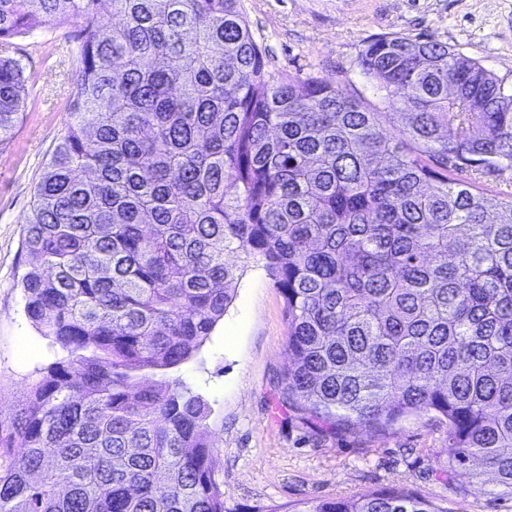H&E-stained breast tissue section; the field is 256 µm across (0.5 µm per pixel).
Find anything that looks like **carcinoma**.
Returning a JSON list of instances; mask_svg holds the SVG:
<instances>
[{
  "mask_svg": "<svg viewBox=\"0 0 512 512\" xmlns=\"http://www.w3.org/2000/svg\"><path fill=\"white\" fill-rule=\"evenodd\" d=\"M0 0V42L76 27L73 121L33 192L25 312L66 355L0 415V512H224L190 360L262 262L285 392L334 428L448 423V473L512 493V87L430 37L358 56L382 104L270 68L241 0ZM0 58V153L25 110ZM235 254L241 265L226 261ZM297 512H439L402 489ZM477 176L476 186L484 193V196L493 201L502 197V193L512 191L507 180L511 181L512 185V171L498 172L493 169L484 170L483 173Z\"/></svg>",
  "mask_w": 512,
  "mask_h": 512,
  "instance_id": "obj_1",
  "label": "carcinoma"
}]
</instances>
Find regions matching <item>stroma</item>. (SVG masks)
<instances>
[{
  "mask_svg": "<svg viewBox=\"0 0 512 512\" xmlns=\"http://www.w3.org/2000/svg\"><path fill=\"white\" fill-rule=\"evenodd\" d=\"M268 64L295 77L317 75L375 104L380 93L357 57L368 40L428 36L458 49L512 85V0H241ZM76 28L38 30L0 48L29 78L24 119L0 154V411L9 412L62 351L29 321L21 278L26 219L36 183L71 122L78 66ZM285 303L267 269L249 264L209 339L169 372L210 408L213 469L226 512L405 489L445 512H512V494L471 462L474 481L445 473L448 427L422 412L391 428L328 431L284 395Z\"/></svg>",
  "mask_w": 512,
  "mask_h": 512,
  "instance_id": "obj_1",
  "label": "stroma"
}]
</instances>
